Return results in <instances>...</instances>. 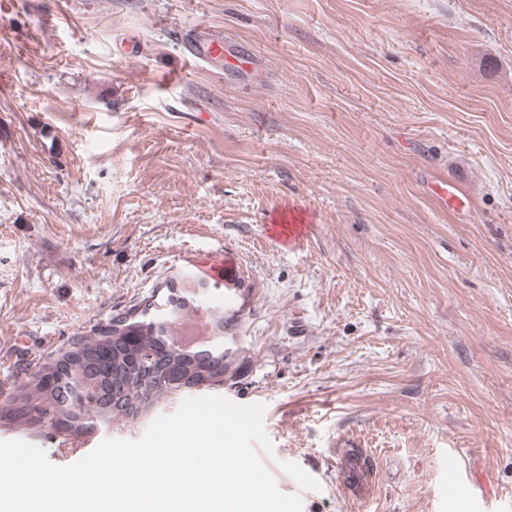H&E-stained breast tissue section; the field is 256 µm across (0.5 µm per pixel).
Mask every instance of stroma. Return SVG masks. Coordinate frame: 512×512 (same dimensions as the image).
Returning a JSON list of instances; mask_svg holds the SVG:
<instances>
[{
	"label": "stroma",
	"mask_w": 512,
	"mask_h": 512,
	"mask_svg": "<svg viewBox=\"0 0 512 512\" xmlns=\"http://www.w3.org/2000/svg\"><path fill=\"white\" fill-rule=\"evenodd\" d=\"M194 25L258 74L186 63ZM435 173L469 214L434 205ZM288 204L313 219L291 251L264 232ZM217 253L239 354L192 394L264 404L303 512H450L483 480L512 512V0H0V410ZM37 142L44 153L51 158H62L55 155H61L64 152L65 142L60 137L57 129L50 123L44 122L38 130ZM55 154V155H52ZM361 444L355 443L354 440L346 435L341 434L334 438L330 444V448H334V453L340 457L342 461L343 471L348 474V485L356 491V499H365L370 494V472L369 458L363 451L349 450L343 453L342 448H360Z\"/></svg>",
	"instance_id": "stroma-1"
}]
</instances>
